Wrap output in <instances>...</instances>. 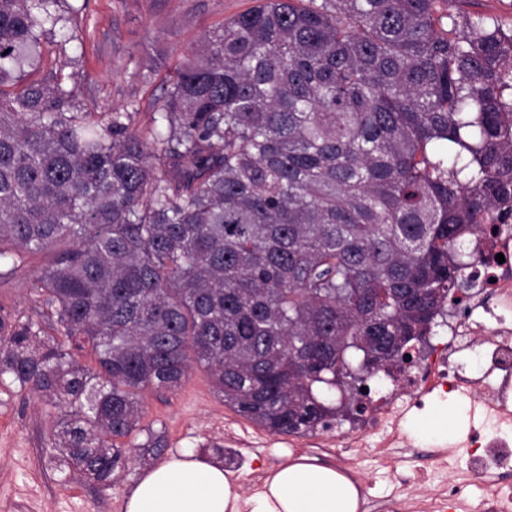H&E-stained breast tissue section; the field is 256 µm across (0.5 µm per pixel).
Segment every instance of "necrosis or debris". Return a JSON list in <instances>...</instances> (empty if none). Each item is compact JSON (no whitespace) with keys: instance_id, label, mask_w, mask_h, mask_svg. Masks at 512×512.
Returning <instances> with one entry per match:
<instances>
[{"instance_id":"obj_1","label":"necrosis or debris","mask_w":512,"mask_h":512,"mask_svg":"<svg viewBox=\"0 0 512 512\" xmlns=\"http://www.w3.org/2000/svg\"><path fill=\"white\" fill-rule=\"evenodd\" d=\"M497 233L469 237L470 262L464 271L472 290L464 303L444 309L442 339L425 337L414 366L395 364L384 372L386 391L372 398L368 412L342 435L320 427L305 434L313 454L344 462L358 448L374 449L387 463L392 449L408 441L405 423L439 394L465 410L467 432L460 440L473 478L487 487L471 497L465 483L452 481L429 495L423 512H512V207L494 210ZM471 349L480 368L471 376L454 356Z\"/></svg>"}]
</instances>
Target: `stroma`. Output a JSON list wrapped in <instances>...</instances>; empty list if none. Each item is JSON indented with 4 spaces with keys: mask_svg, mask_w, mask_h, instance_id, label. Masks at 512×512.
I'll return each instance as SVG.
<instances>
[{
    "mask_svg": "<svg viewBox=\"0 0 512 512\" xmlns=\"http://www.w3.org/2000/svg\"><path fill=\"white\" fill-rule=\"evenodd\" d=\"M255 0H61L64 26L47 28L41 60L26 70L29 81L52 74L66 76L80 104L99 115L128 112L130 128L147 134L154 112L171 89L184 51L205 33L221 27ZM59 242L18 263L0 264V317L33 320L50 328L56 319L37 301L32 288L54 265ZM143 425L164 433L169 452L185 449L213 457L224 450V468L243 494H250L268 471L309 456L306 448L280 447L266 433L259 448H239L225 439V426L240 417L217 397L206 374L192 370L175 392L145 391ZM58 411L37 394L20 389L11 377L0 378V512H126V502L139 480L143 463H133L126 476L104 487L53 461L51 438ZM357 470L367 486L364 512H395L392 492L370 451L353 456L339 472Z\"/></svg>",
    "mask_w": 512,
    "mask_h": 512,
    "instance_id": "1",
    "label": "stroma"
}]
</instances>
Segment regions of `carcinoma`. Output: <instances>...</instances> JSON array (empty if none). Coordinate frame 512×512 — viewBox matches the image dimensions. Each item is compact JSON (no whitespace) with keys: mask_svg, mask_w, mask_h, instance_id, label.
I'll list each match as a JSON object with an SVG mask.
<instances>
[{"mask_svg":"<svg viewBox=\"0 0 512 512\" xmlns=\"http://www.w3.org/2000/svg\"><path fill=\"white\" fill-rule=\"evenodd\" d=\"M58 3L0 0V258L75 243L34 288L64 338L0 318V377L59 408L54 459L112 486L164 454L143 392L196 367L273 433L327 425L336 389L363 412L464 301L458 242L512 199V23L259 0L184 54L143 137L62 76L23 82Z\"/></svg>","mask_w":512,"mask_h":512,"instance_id":"cac0c4a2","label":"carcinoma"}]
</instances>
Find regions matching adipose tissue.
<instances>
[{
    "label": "adipose tissue",
    "mask_w": 512,
    "mask_h": 512,
    "mask_svg": "<svg viewBox=\"0 0 512 512\" xmlns=\"http://www.w3.org/2000/svg\"><path fill=\"white\" fill-rule=\"evenodd\" d=\"M356 487L335 468L300 458L267 474L260 491L243 494L222 462L183 452L149 467L126 512H357Z\"/></svg>",
    "instance_id": "obj_1"
}]
</instances>
